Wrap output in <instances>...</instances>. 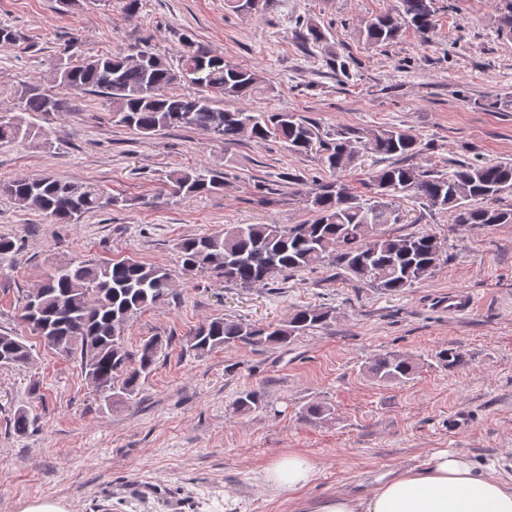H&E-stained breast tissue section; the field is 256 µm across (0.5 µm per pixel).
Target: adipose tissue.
Returning a JSON list of instances; mask_svg holds the SVG:
<instances>
[{
    "label": "adipose tissue",
    "instance_id": "1",
    "mask_svg": "<svg viewBox=\"0 0 512 512\" xmlns=\"http://www.w3.org/2000/svg\"><path fill=\"white\" fill-rule=\"evenodd\" d=\"M315 471L310 457L291 453L267 468L266 479L295 492ZM320 512H512V486L478 471L465 457L442 451L425 468L405 470L367 494L336 495Z\"/></svg>",
    "mask_w": 512,
    "mask_h": 512
}]
</instances>
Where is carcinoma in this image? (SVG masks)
Masks as SVG:
<instances>
[{
  "mask_svg": "<svg viewBox=\"0 0 512 512\" xmlns=\"http://www.w3.org/2000/svg\"><path fill=\"white\" fill-rule=\"evenodd\" d=\"M400 4L398 16L386 14L363 23L359 34L367 44L392 43L403 21L426 39L434 32L431 0H400ZM179 62L175 70L165 56L155 52L103 54L58 66L50 82L61 90L104 96L112 105L115 122L145 138L174 127L201 130L226 144L244 137L257 142L274 138L290 152H316L336 174V180L319 183L305 193L315 213L310 222L227 224L222 233L181 240L176 249L186 271L209 270L226 282L251 287L326 262L383 293H401L433 274L445 249L444 241L434 233L401 236L383 230L404 218L400 206L385 200L390 191H405L426 208L449 211L456 224H512V205L497 204L503 195L512 193L511 159L483 165L461 163L448 171L424 168L413 162L424 147L409 131L387 127L330 134L288 112L229 111L222 106L224 100L265 91L257 71L233 66L222 55L190 44L180 51ZM180 82L197 88V95L171 92ZM18 108L48 115L65 111L66 102L40 79L21 85ZM29 136L21 120L0 113V142L23 144ZM367 153L382 155L392 163L371 173L368 188L375 195L362 199L341 180V174ZM170 179L173 193L184 198L224 189V176L209 168L176 170ZM0 191L62 224L87 212L125 205V199L97 185L52 176L14 179L1 185ZM171 286L166 268L135 260L59 265L39 288L25 294L19 320L36 336L43 335L39 323L50 325L54 339L47 346L79 358L99 401L111 408L137 393L140 379L153 371L162 347V339L153 336L137 349H128L124 327L133 316L166 300ZM332 319L333 310L316 306L297 309L288 321L265 327L213 319L200 325L186 345L203 355L239 343L284 344ZM438 359L450 370L466 363L454 349L440 352ZM31 360V348L23 337L0 333L1 367L28 365ZM416 369V362L400 354L379 355L368 367L379 382H403ZM333 414L330 406L316 402L304 408L301 418L317 424L332 419Z\"/></svg>",
  "mask_w": 512,
  "mask_h": 512,
  "instance_id": "cac0c4a2",
  "label": "carcinoma"
}]
</instances>
